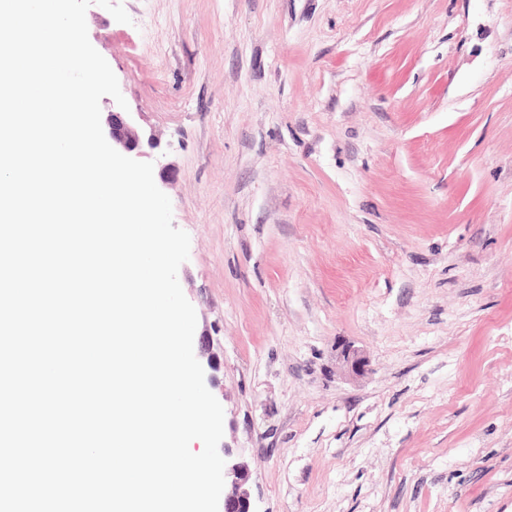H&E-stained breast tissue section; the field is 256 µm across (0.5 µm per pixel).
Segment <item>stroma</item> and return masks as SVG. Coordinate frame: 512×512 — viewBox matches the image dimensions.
<instances>
[{"label": "stroma", "instance_id": "stroma-1", "mask_svg": "<svg viewBox=\"0 0 512 512\" xmlns=\"http://www.w3.org/2000/svg\"><path fill=\"white\" fill-rule=\"evenodd\" d=\"M121 2L254 512H512V0Z\"/></svg>", "mask_w": 512, "mask_h": 512}]
</instances>
